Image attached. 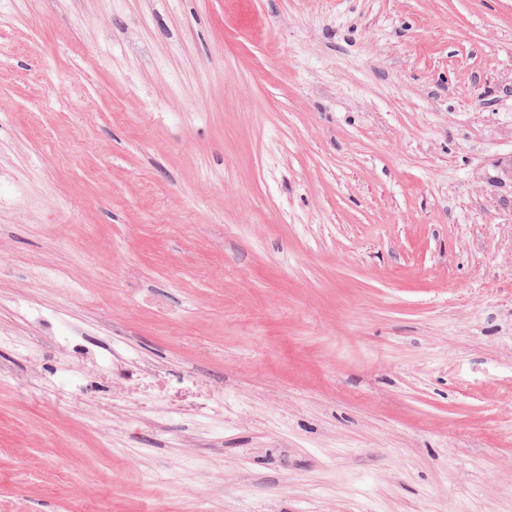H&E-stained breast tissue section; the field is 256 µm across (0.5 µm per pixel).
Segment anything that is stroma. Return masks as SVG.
<instances>
[{
  "mask_svg": "<svg viewBox=\"0 0 512 512\" xmlns=\"http://www.w3.org/2000/svg\"><path fill=\"white\" fill-rule=\"evenodd\" d=\"M0 512H512V0H0Z\"/></svg>",
  "mask_w": 512,
  "mask_h": 512,
  "instance_id": "stroma-1",
  "label": "stroma"
}]
</instances>
